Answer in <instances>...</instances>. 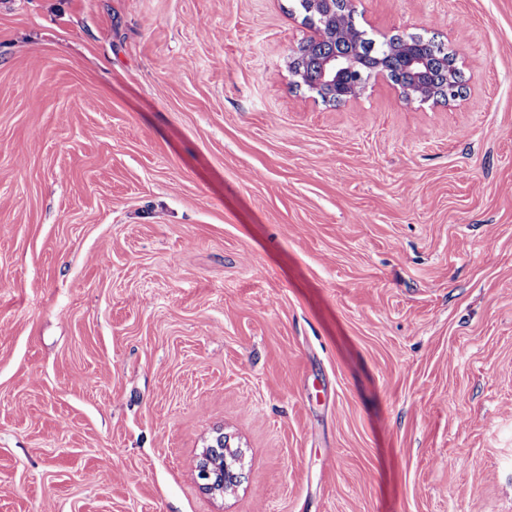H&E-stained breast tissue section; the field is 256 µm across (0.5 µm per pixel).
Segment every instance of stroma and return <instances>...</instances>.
<instances>
[{
    "label": "stroma",
    "mask_w": 512,
    "mask_h": 512,
    "mask_svg": "<svg viewBox=\"0 0 512 512\" xmlns=\"http://www.w3.org/2000/svg\"><path fill=\"white\" fill-rule=\"evenodd\" d=\"M354 7L460 97L324 103L293 0H0V512H512V0ZM435 40H425L418 37L414 41L413 49L425 56L428 60V68L419 78V84L425 94H431L436 88L441 86L440 72L449 67L454 60L453 56L448 53V57H441L434 51ZM230 438L218 433L204 448L197 461L198 479L202 481V489L215 497H224V493L236 488L241 482L242 473L239 466L242 462L241 448H232ZM224 470H219V464ZM216 469L218 479H213Z\"/></svg>",
    "instance_id": "obj_1"
}]
</instances>
